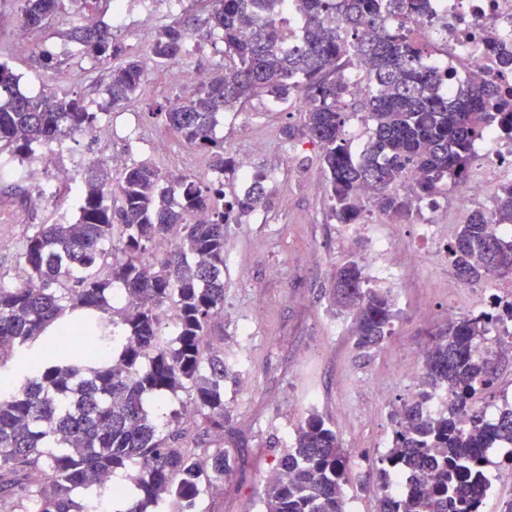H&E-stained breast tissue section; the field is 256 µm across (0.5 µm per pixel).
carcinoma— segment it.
Listing matches in <instances>:
<instances>
[{
    "instance_id": "obj_1",
    "label": "carcinoma",
    "mask_w": 512,
    "mask_h": 512,
    "mask_svg": "<svg viewBox=\"0 0 512 512\" xmlns=\"http://www.w3.org/2000/svg\"><path fill=\"white\" fill-rule=\"evenodd\" d=\"M28 31L70 12L93 13L110 0H18ZM196 26L224 44V70L191 93L159 105L170 130L211 154V175L175 176L157 166L105 160L89 164L72 221L34 224L19 263L23 276L0 275V499L21 512H95L107 494L119 503L129 471L136 499L117 512H197L204 488L232 470L224 449L183 446V413L146 400L187 393L190 413L224 431V379L232 366L208 346L224 318V245L230 224L257 206L266 176L244 193L224 190L240 168L224 155L219 116L254 98L302 104L288 141L321 147L326 199L338 224H363L372 205L393 223L412 221L420 204L448 197L465 182L475 145L494 129L512 138V97L492 80L470 82L455 98L448 73L429 58L441 45L413 41L404 23L420 22L430 0H208ZM78 51L108 66V107L145 90L146 60L173 66L191 54L179 23L159 28L146 57L126 51L112 28L62 33ZM0 62V152L29 162L45 147L75 158L73 146L108 112L45 90L32 96ZM361 100L370 124L364 147L347 138L349 103ZM512 179L490 209L473 211L448 244L458 279L512 278ZM174 248L144 260L161 240ZM122 285L116 306L115 285ZM330 307L352 319L356 348L380 347L394 333L390 291L368 287L365 265L336 267ZM504 312L448 321L424 352L414 399L392 412V444L373 481L381 512H477L489 487L487 449L512 444V405L494 417L477 405L494 387L498 351L488 347ZM448 393L434 415L426 403ZM348 457L336 430L311 412L266 480L263 512H346Z\"/></svg>"
}]
</instances>
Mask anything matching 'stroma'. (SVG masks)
Here are the masks:
<instances>
[{
  "label": "stroma",
  "mask_w": 512,
  "mask_h": 512,
  "mask_svg": "<svg viewBox=\"0 0 512 512\" xmlns=\"http://www.w3.org/2000/svg\"><path fill=\"white\" fill-rule=\"evenodd\" d=\"M200 10L199 0H126L121 19L108 13L99 19L111 25L130 53L141 55L159 26L188 21ZM75 24L71 13L55 18L46 29L30 33L32 50L6 55L23 92L75 90L86 101L103 100L106 68L71 56V44L59 37ZM46 43L63 55L58 68H45L40 60L38 48ZM172 74L169 67L147 66L145 94L114 111L111 128H98L82 140L83 163L118 155L177 175L208 174L209 154L186 145L156 113L159 104L181 91ZM299 123L298 112L263 97L246 111L225 114L216 128L225 151L247 158L250 172L265 173L268 180L261 202L230 226L225 242L224 317L214 333L223 337L224 356L237 370L224 382L229 423L220 435L186 425L185 447L224 449L233 464L230 477L204 491L198 512H260L267 475L311 412L335 428L346 451L352 512H378L377 496L363 494L360 485L391 445L392 411L416 391L403 364L422 357L430 333L445 327L450 315L468 314L476 290L512 292L507 277L461 282L440 258L444 240L467 220L449 204L420 210L405 224L371 211L365 234L345 243L344 227L327 207L318 147L286 136L287 128ZM25 169L9 153L0 154V273L10 282L21 273L19 251L31 225L76 216L70 204L21 213L20 201L33 190L22 178ZM421 224L442 225L443 241L420 246ZM378 236H395L405 245L404 252L383 257L384 268L372 280L375 287L391 290L400 317L394 335L364 354L355 346L350 318H343L340 334L332 333L328 296L337 265L352 257L371 258Z\"/></svg>",
  "instance_id": "obj_1"
}]
</instances>
